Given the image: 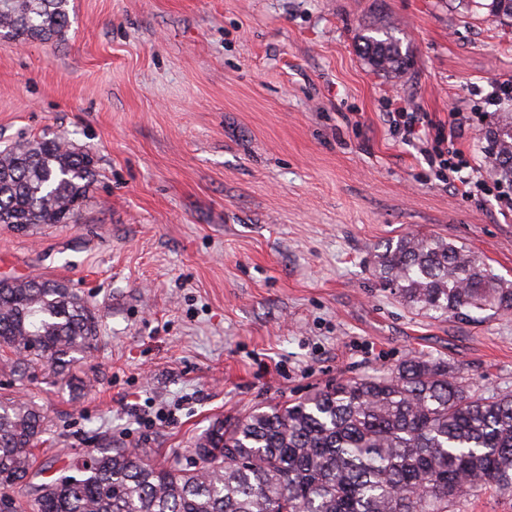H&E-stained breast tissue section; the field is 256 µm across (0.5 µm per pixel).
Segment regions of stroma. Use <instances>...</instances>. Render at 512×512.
<instances>
[{
    "label": "stroma",
    "instance_id": "obj_1",
    "mask_svg": "<svg viewBox=\"0 0 512 512\" xmlns=\"http://www.w3.org/2000/svg\"><path fill=\"white\" fill-rule=\"evenodd\" d=\"M491 0H71L63 38L0 40V150L57 134L96 174L67 224L0 225V260L64 281L100 318L75 373L0 352V398L49 420L38 464L103 444L193 466L215 419L446 360L512 392V314L435 320L378 277L412 233L465 247L512 282V218L439 181L387 112H470L483 156L512 126V21ZM389 22L387 74L358 51Z\"/></svg>",
    "mask_w": 512,
    "mask_h": 512
}]
</instances>
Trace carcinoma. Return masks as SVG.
Returning a JSON list of instances; mask_svg holds the SVG:
<instances>
[{"instance_id": "cac0c4a2", "label": "carcinoma", "mask_w": 512, "mask_h": 512, "mask_svg": "<svg viewBox=\"0 0 512 512\" xmlns=\"http://www.w3.org/2000/svg\"><path fill=\"white\" fill-rule=\"evenodd\" d=\"M70 0H0V40L48 41L70 23ZM396 28L362 36L374 67L408 61ZM512 173V127L493 169ZM95 176L89 150L61 137L0 152V224L23 232L65 224ZM378 274L435 319L512 312V283L438 236L383 246ZM100 321L59 280L0 279V349L66 375L94 346ZM47 430L32 401L0 399V499L27 486L35 512H451L488 484L512 494V393L475 390L444 360L413 356L389 374L341 380L287 406H257L212 425L196 465L143 448H93L30 485Z\"/></svg>"}]
</instances>
